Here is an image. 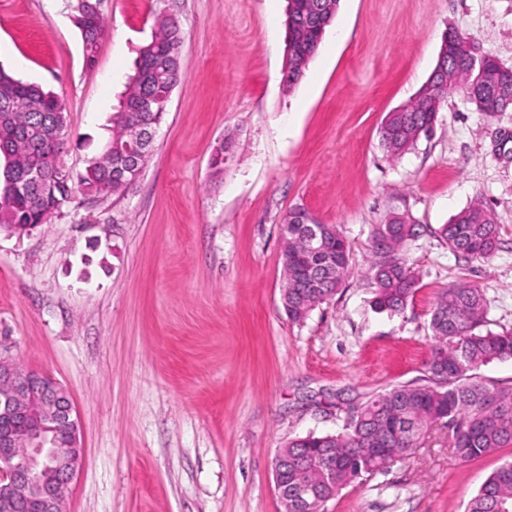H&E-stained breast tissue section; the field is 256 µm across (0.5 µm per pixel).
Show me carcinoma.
Segmentation results:
<instances>
[{"instance_id":"obj_1","label":"carcinoma","mask_w":512,"mask_h":512,"mask_svg":"<svg viewBox=\"0 0 512 512\" xmlns=\"http://www.w3.org/2000/svg\"><path fill=\"white\" fill-rule=\"evenodd\" d=\"M338 0H288L285 83L293 89L303 77ZM87 66L95 63L105 22L97 0H78L74 17ZM184 36L168 0L155 17L151 41L140 50L135 74L123 92L121 110L112 115V135L104 151L123 145L128 128L160 129L174 90L185 79ZM436 75L401 111L386 115L381 146L391 157L412 150L434 129L448 91L455 90L488 117L512 111V67L481 50L472 39L448 33V55L437 62ZM67 137L63 105L41 86L24 83L0 67V231L24 233L47 223L72 200L75 186L95 197L124 196L121 172L136 168V155L98 156L77 176L57 160L59 141ZM228 136L211 158L214 173L224 172L233 149ZM308 212L297 207L282 219L281 300L298 323L331 300L351 266V246L335 224H321L326 239L317 251L302 248ZM419 224L395 219L371 232L373 304L381 311L404 312L418 281L401 252L419 238ZM441 240L459 259L485 262L499 248L500 225L493 212L474 202L438 229ZM483 291L460 283L441 292L430 312L435 348L426 375L416 383L398 384L367 399L348 414L342 431L310 433L279 450L288 461V512H319L323 504L370 474L425 447L432 427H448L455 458L472 461L512 445V388L498 387L480 374L483 366L512 359V329H487ZM336 470L326 472L329 452ZM464 512H512V461L493 471L467 501Z\"/></svg>"}]
</instances>
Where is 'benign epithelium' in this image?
I'll use <instances>...</instances> for the list:
<instances>
[{
    "label": "benign epithelium",
    "instance_id": "7a95c632",
    "mask_svg": "<svg viewBox=\"0 0 512 512\" xmlns=\"http://www.w3.org/2000/svg\"><path fill=\"white\" fill-rule=\"evenodd\" d=\"M0 385L10 397L0 413V512H61L82 457L70 398L52 376L2 358ZM38 465L36 483L30 471Z\"/></svg>",
    "mask_w": 512,
    "mask_h": 512
}]
</instances>
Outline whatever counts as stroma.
I'll return each instance as SVG.
<instances>
[{"label": "stroma", "mask_w": 512, "mask_h": 512, "mask_svg": "<svg viewBox=\"0 0 512 512\" xmlns=\"http://www.w3.org/2000/svg\"><path fill=\"white\" fill-rule=\"evenodd\" d=\"M77 0H0V65L68 114L65 166L109 136L159 0H100L109 33L86 66ZM185 81L136 188L76 192L50 223L0 231V357L51 374L78 415L82 465L64 512H282L273 462L295 437L342 430L349 408L423 377L437 294L467 282L489 327H512V112L450 92L433 134L401 157L385 116L425 86L454 30L512 67V0H339L309 67L282 84L286 0H180ZM234 148L222 175L211 156ZM500 244L459 260L438 236L470 202ZM339 225L351 269L301 323L281 302V217ZM421 225L404 313L374 307L370 232ZM97 242L108 262L90 256ZM512 447L463 462L448 432L329 501L326 512H462Z\"/></svg>", "instance_id": "35a3bbf8"}]
</instances>
